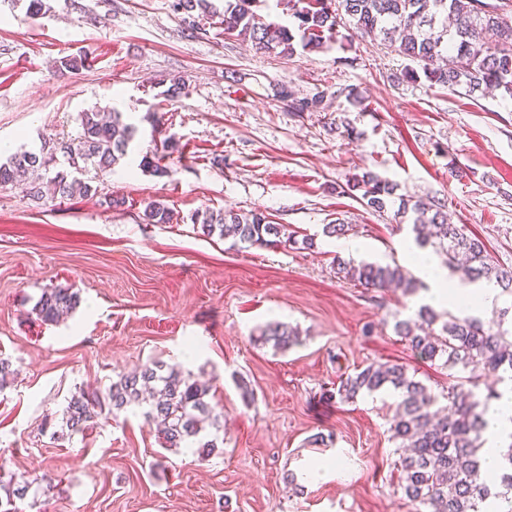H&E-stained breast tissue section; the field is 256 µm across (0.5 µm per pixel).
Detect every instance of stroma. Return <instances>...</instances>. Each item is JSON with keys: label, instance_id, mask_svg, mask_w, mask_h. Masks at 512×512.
Listing matches in <instances>:
<instances>
[{"label": "stroma", "instance_id": "35a3bbf8", "mask_svg": "<svg viewBox=\"0 0 512 512\" xmlns=\"http://www.w3.org/2000/svg\"><path fill=\"white\" fill-rule=\"evenodd\" d=\"M46 2L34 17L28 0H0V147L75 134L95 107L122 112L137 134L96 195L37 203L20 185L0 187V357L14 370L0 390V480L54 479L19 512H413L389 431L398 395L334 392L374 362L405 365L436 394L456 373L395 333L425 292L337 278L342 250L323 227L349 224L363 244L355 261L402 264L409 226L345 191L371 171L400 195L445 204L511 268L512 100L405 81L413 61L371 37L282 57L214 19L185 30L173 0ZM79 53V73L55 72ZM173 78L186 93L169 102ZM285 88L323 93V104L288 111ZM158 148L161 176L140 166ZM154 200L170 223L142 222ZM206 209L262 211L296 242L243 248L204 235L191 217ZM57 285L81 303L46 324L33 307ZM273 322L298 328V344L256 343ZM150 359L211 382L224 407L218 452L164 449L130 411L68 435L73 394ZM331 458L347 462V478L309 480Z\"/></svg>", "mask_w": 512, "mask_h": 512}]
</instances>
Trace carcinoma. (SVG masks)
Instances as JSON below:
<instances>
[{
  "label": "carcinoma",
  "instance_id": "carcinoma-1",
  "mask_svg": "<svg viewBox=\"0 0 512 512\" xmlns=\"http://www.w3.org/2000/svg\"><path fill=\"white\" fill-rule=\"evenodd\" d=\"M297 20L299 35L286 26L266 23L252 6L254 0H224L218 11L211 0H176L174 10L187 30L199 28L200 15L219 14L224 33L249 39L256 49L291 56L295 44L318 48L323 38L337 37L340 12L355 19L360 35H374L393 51L415 60L421 71L407 70L412 82L425 79L431 87L468 93L497 91L512 99V0H288ZM60 70L75 73L85 67V57L65 56L56 61ZM281 98L295 112L318 108L323 94L296 98L281 91ZM136 127L122 121L121 113L106 117L98 110L80 115V130L69 141L41 142L39 150H20L0 162V186L27 176L24 191L34 202L45 199L44 182L53 185V196L87 197L93 191L80 175L89 170L102 177L127 156ZM349 191L361 192L362 202L383 212L396 187L373 172L347 182ZM169 208L161 201L150 202L144 211L148 224H168ZM412 220L416 242L431 244L447 257L448 266H457L463 279L474 283L488 281L512 296V269L492 260L484 242L467 233L465 225L451 224L445 205L421 199H400L394 219L402 224ZM192 222L208 236L233 239L236 244L267 246L290 243L293 235L274 224L259 211L232 210L197 212ZM338 278L374 290L399 288L412 295L424 284L400 265L355 264L336 258ZM79 302L69 286L46 289L34 306L44 323H56ZM512 305L497 312L494 323L479 318H460L451 311L436 312L423 305L419 322L397 321L395 332L420 357L439 360L450 369L467 373L465 382L451 384L436 395L399 364H371L340 380L337 393L344 402L359 394L391 389L400 398L390 420L392 439L404 449L399 467L402 489L415 506V512H487L489 500H502L512 512V444L502 455L500 486L488 483L482 473L479 450L485 427L486 406L500 394L480 391L487 376L512 373V327H505ZM440 328H435V325ZM298 333L284 324L266 327L257 339L276 350L288 348ZM212 386L192 377L177 365L151 361L122 373L105 390L81 391L72 396L63 410V420L73 434L84 433L101 416L118 417L130 407L142 409L147 423L161 426L162 447L172 450L194 448L202 457L217 449L224 430V408L211 403ZM443 409H434L440 400ZM32 483L11 479L0 484L5 489L4 512H17L16 499H24Z\"/></svg>",
  "mask_w": 512,
  "mask_h": 512
}]
</instances>
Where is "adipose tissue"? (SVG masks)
<instances>
[{"instance_id":"obj_1","label":"adipose tissue","mask_w":512,"mask_h":512,"mask_svg":"<svg viewBox=\"0 0 512 512\" xmlns=\"http://www.w3.org/2000/svg\"><path fill=\"white\" fill-rule=\"evenodd\" d=\"M399 249L407 262L417 268L429 284L427 300L437 307H451L466 317L493 308L500 301V291L488 282L462 283L452 278L448 269L439 266L436 259L420 251L413 243L403 241ZM486 430L481 450L484 475H494L500 462V450L512 443V392L491 403L484 412Z\"/></svg>"}]
</instances>
